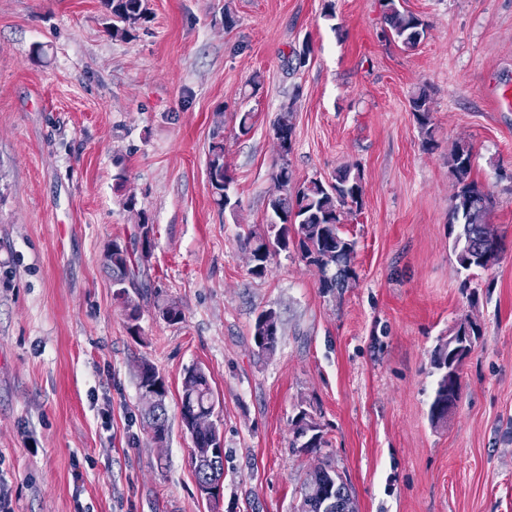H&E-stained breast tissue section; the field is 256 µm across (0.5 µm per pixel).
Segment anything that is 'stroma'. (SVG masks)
<instances>
[{"instance_id":"35a3bbf8","label":"stroma","mask_w":512,"mask_h":512,"mask_svg":"<svg viewBox=\"0 0 512 512\" xmlns=\"http://www.w3.org/2000/svg\"><path fill=\"white\" fill-rule=\"evenodd\" d=\"M400 4L426 26L416 47L387 37L381 0H148L149 21L122 41L101 0H0L6 512H208L179 414L192 365L210 377L224 439L221 512H296L325 462L358 512H512V110L493 103L512 84V0ZM421 89L430 148L410 107ZM287 105L296 182L363 174L362 208L342 226L354 277L334 293L292 249L265 277L249 271L242 237L266 222ZM239 112L254 115L248 134ZM217 136L232 213L207 178ZM459 143L505 243L488 271L458 270L452 251ZM141 212L155 248L134 337L104 253L132 243ZM162 301L181 322L159 317ZM266 309L280 336L261 356L252 328ZM466 318L483 334L456 412L435 426L431 354ZM144 360L168 386L160 445L143 423ZM301 406L326 457L290 446Z\"/></svg>"}]
</instances>
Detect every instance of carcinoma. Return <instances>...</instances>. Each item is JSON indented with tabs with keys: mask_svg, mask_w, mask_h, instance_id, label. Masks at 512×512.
I'll return each instance as SVG.
<instances>
[{
	"mask_svg": "<svg viewBox=\"0 0 512 512\" xmlns=\"http://www.w3.org/2000/svg\"><path fill=\"white\" fill-rule=\"evenodd\" d=\"M111 19L108 32L114 40L127 39L131 31L148 18V0H103ZM385 18L389 25L390 36L402 44L413 47L425 35L423 21L411 12L401 9L399 0H383ZM413 112L421 132L424 144H433L431 128L430 95L422 90L411 99ZM293 113L283 110L273 124V131L280 151V163L273 180L279 194L271 195L267 202V219L259 231L250 230L243 242L247 249L258 254L257 262L250 268L252 275L263 277L268 271L273 255L296 247L299 258L307 265L316 267L320 274V284L327 292L348 287L352 270L348 265L349 253L355 251L356 242L341 231L345 207L360 208L362 205L363 185L361 171L357 167H346L338 172L335 181L325 183L319 179H310L300 184V190L293 193L289 186L294 183L293 173L288 163V155L293 147ZM452 172L456 179V190L451 198L450 228L454 233L452 250L458 254L470 251V261L458 262L464 271L482 270L479 261L481 251L491 247L489 237L492 230L485 221L493 205L490 194L483 184L471 177V151L465 144L455 146L451 155ZM207 177L215 203L224 210H235L238 201L230 193L232 177L224 162V140L212 142L209 148ZM136 248L132 252L122 248L121 243L112 242V251L105 252V265L112 272L114 299L123 307L130 334L138 335L140 310L130 294V289L147 287V282H138L141 268L149 262L148 251ZM279 323L276 311L264 310L256 317L252 333L255 347L261 356L272 355L278 344V335L263 334L262 322ZM470 354L466 350L453 357L448 345L438 346L432 355L433 367L441 371L433 400L430 405V419L439 423L448 420L460 400L461 383L452 388L445 383L448 369H460ZM215 400L205 371L198 365L185 369L180 396V417L186 420L197 411L214 412ZM312 416L306 408H300L292 419L293 448H308L314 453L322 452L328 446L322 428L304 434L299 421ZM147 432L167 434V409L162 406L153 413H146ZM221 433L214 428L211 435L193 440L195 448L217 446L212 465L207 469L195 468L197 481L201 482L212 475H222L224 470V448L219 446ZM320 480L329 486L330 498L348 499L349 487L339 475L321 467Z\"/></svg>",
	"mask_w": 512,
	"mask_h": 512,
	"instance_id": "obj_1",
	"label": "carcinoma"
}]
</instances>
